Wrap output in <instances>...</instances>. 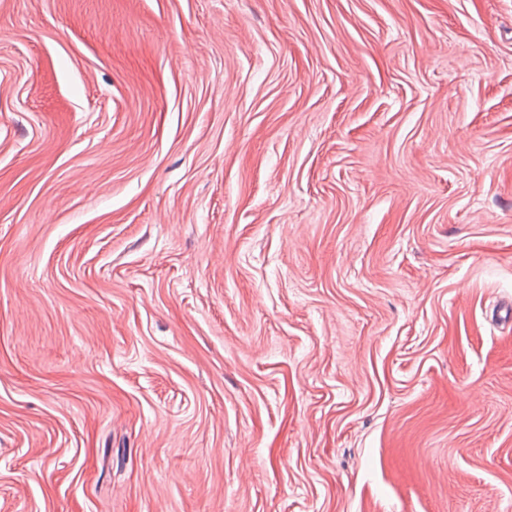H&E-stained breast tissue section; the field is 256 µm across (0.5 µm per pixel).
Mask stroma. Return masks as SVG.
Wrapping results in <instances>:
<instances>
[{
    "mask_svg": "<svg viewBox=\"0 0 512 512\" xmlns=\"http://www.w3.org/2000/svg\"><path fill=\"white\" fill-rule=\"evenodd\" d=\"M0 512H512V0H0Z\"/></svg>",
    "mask_w": 512,
    "mask_h": 512,
    "instance_id": "stroma-1",
    "label": "stroma"
}]
</instances>
